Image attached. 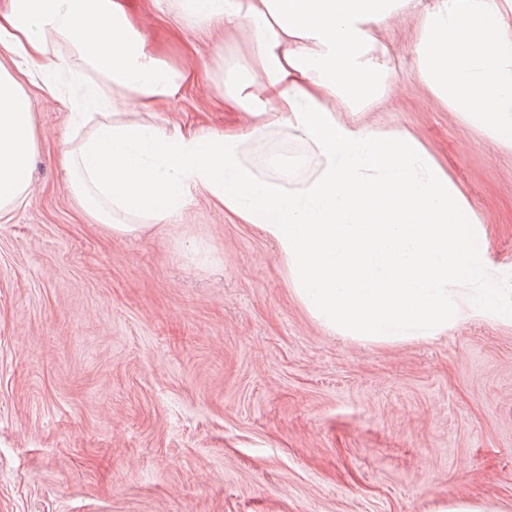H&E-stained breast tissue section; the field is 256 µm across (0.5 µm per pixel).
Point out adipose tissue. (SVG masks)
Listing matches in <instances>:
<instances>
[{"instance_id": "1", "label": "adipose tissue", "mask_w": 512, "mask_h": 512, "mask_svg": "<svg viewBox=\"0 0 512 512\" xmlns=\"http://www.w3.org/2000/svg\"><path fill=\"white\" fill-rule=\"evenodd\" d=\"M192 26L248 43L225 66L239 130L113 119L112 92L142 107L178 99L194 75L142 37L130 0H0V215L23 202L38 151L30 88L60 96L82 80L63 176L113 233L172 224L196 192L277 248L287 279L332 333L401 341L464 314L512 322L487 264L483 228L444 169L408 131L368 118L392 75L376 30L409 0H171ZM414 76L466 123L512 150V0H437L418 22ZM302 144L314 172L254 162L274 136ZM460 285L466 295L455 294Z\"/></svg>"}]
</instances>
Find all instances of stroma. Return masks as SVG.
Wrapping results in <instances>:
<instances>
[{
  "label": "stroma",
  "instance_id": "obj_1",
  "mask_svg": "<svg viewBox=\"0 0 512 512\" xmlns=\"http://www.w3.org/2000/svg\"><path fill=\"white\" fill-rule=\"evenodd\" d=\"M411 0L376 32L395 70L371 117L409 130L482 223L512 301V151L413 77ZM148 42L193 71L121 119L240 129L216 88L243 35L133 0ZM225 42V56L215 45ZM39 153L0 223V512H512V324L465 315L433 338L329 335L276 248L203 192L180 223L119 236L59 167L69 103L32 90Z\"/></svg>",
  "mask_w": 512,
  "mask_h": 512
}]
</instances>
